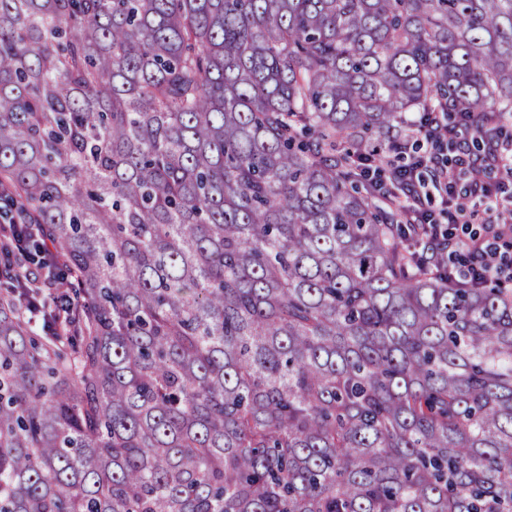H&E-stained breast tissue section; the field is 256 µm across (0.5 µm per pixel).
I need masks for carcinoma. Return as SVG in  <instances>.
I'll return each mask as SVG.
<instances>
[{"mask_svg": "<svg viewBox=\"0 0 512 512\" xmlns=\"http://www.w3.org/2000/svg\"><path fill=\"white\" fill-rule=\"evenodd\" d=\"M512 114V0H0V512H512V292L351 158ZM52 247V246H51ZM46 241H43V262L37 268H31L28 265L19 263L18 265L6 266L3 268L0 264V274L18 282L22 288L27 283H38L48 280L52 282V270L56 265L57 256Z\"/></svg>", "mask_w": 512, "mask_h": 512, "instance_id": "1", "label": "carcinoma"}]
</instances>
